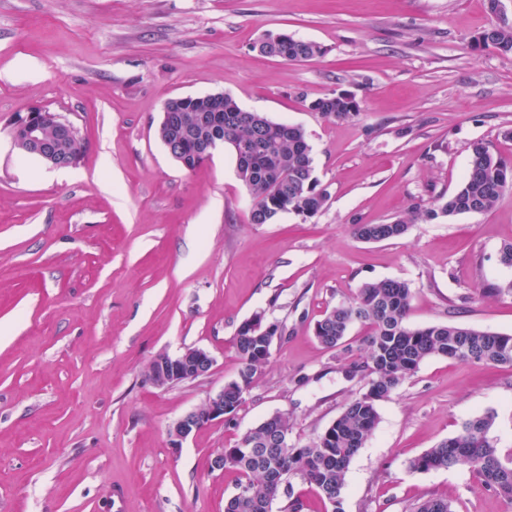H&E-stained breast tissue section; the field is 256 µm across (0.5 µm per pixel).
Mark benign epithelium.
Instances as JSON below:
<instances>
[{"label":"benign epithelium","instance_id":"obj_1","mask_svg":"<svg viewBox=\"0 0 512 512\" xmlns=\"http://www.w3.org/2000/svg\"><path fill=\"white\" fill-rule=\"evenodd\" d=\"M288 47V37L283 34L267 35L258 43V51L284 50ZM52 127L62 139L77 135L75 126L58 113L45 108H32L18 114L12 129L14 143L40 158L53 168L74 167L79 164L81 155L62 156L54 144L45 137V130ZM221 141L209 138L194 145V153L186 155L182 150V139L171 137L166 143L170 155L185 168L193 163L209 160ZM216 363L213 354L201 347L187 348L179 353L157 355L149 364V379L157 387L170 388L178 384L208 376ZM228 409L224 407V389L211 393L198 407L179 417L170 427L171 448L178 450L189 437L202 427L224 419Z\"/></svg>","mask_w":512,"mask_h":512}]
</instances>
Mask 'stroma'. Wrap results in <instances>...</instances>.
I'll return each mask as SVG.
<instances>
[{
    "label": "stroma",
    "mask_w": 512,
    "mask_h": 512,
    "mask_svg": "<svg viewBox=\"0 0 512 512\" xmlns=\"http://www.w3.org/2000/svg\"><path fill=\"white\" fill-rule=\"evenodd\" d=\"M502 21L512 0H0V512H224L239 474L212 469L216 451L275 413L308 443L364 388L363 328L347 353L313 333L363 283L406 282L411 326L512 334V269L499 262L512 190L399 239L352 232L448 198L473 141L512 160V52L477 40ZM267 33L323 52L262 56ZM340 91L357 113L312 110ZM214 93L305 130L321 211L252 223L230 148L192 170L171 157L164 102ZM35 107L77 129L70 179L12 142L16 114ZM258 311L284 334L244 404L172 449L171 425L236 377L234 338ZM190 347L215 356L209 376L149 381L154 356ZM378 411L345 512H411L429 497L512 512L471 468L408 467L489 412L512 463V368L431 357Z\"/></svg>",
    "instance_id": "obj_1"
}]
</instances>
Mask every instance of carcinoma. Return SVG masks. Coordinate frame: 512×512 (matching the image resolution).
Listing matches in <instances>:
<instances>
[{"instance_id": "obj_1", "label": "carcinoma", "mask_w": 512, "mask_h": 512, "mask_svg": "<svg viewBox=\"0 0 512 512\" xmlns=\"http://www.w3.org/2000/svg\"><path fill=\"white\" fill-rule=\"evenodd\" d=\"M486 32L487 44L504 52L512 51L511 24H496ZM321 53L318 44L292 37L286 60L305 61ZM311 109L341 119L356 112L358 103L352 94L339 92L317 99ZM213 111L215 108L204 96L193 97L182 105L184 148L192 149L195 139L203 134L220 136L232 149L242 142L249 143L248 156L237 154L235 158L238 175L254 201L252 223L270 224L283 213L311 217L323 208L327 196L314 176L312 147L302 127L245 111L228 95L224 96L218 123L197 120L199 115ZM511 187L512 161L477 140L470 145L469 169L463 183L445 201L407 219L357 224L354 234L364 241L397 239L419 219L486 213ZM410 298L407 283L386 279L363 284L351 300L325 311L315 325V336L327 349L345 350L350 329L355 325L366 328L365 391L352 399L324 432L306 444L282 446L291 426L288 416L277 413L224 448V467L241 476L236 492L225 502L224 512H272L281 493V482L292 476L314 486L330 504V512H344L346 474L353 457L379 423L378 402L411 379L426 359L442 356L512 367L511 334L452 323L413 327L407 321ZM282 334L280 324L266 322L258 313L241 323L235 337L241 368L237 378L224 383V405L230 407V412H236L240 399L252 389L258 372L271 356L274 337ZM493 420L494 415L487 413L466 421L457 434L412 459L410 469L427 472L467 466L479 474L484 487L512 502V464L501 461L489 437ZM413 512L454 510L448 500L429 497Z\"/></svg>"}]
</instances>
